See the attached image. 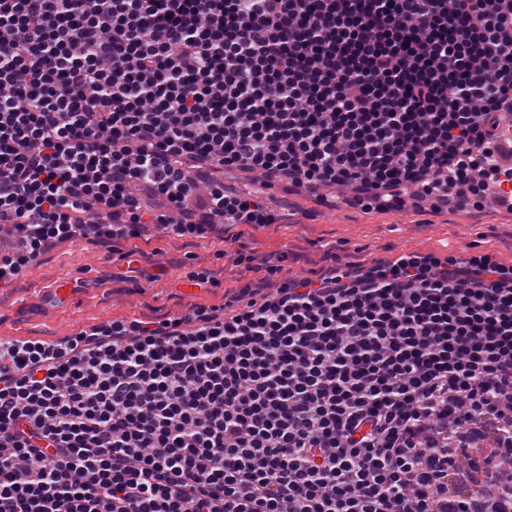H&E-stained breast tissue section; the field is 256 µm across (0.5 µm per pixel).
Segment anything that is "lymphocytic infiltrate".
<instances>
[{"label": "lymphocytic infiltrate", "instance_id": "obj_1", "mask_svg": "<svg viewBox=\"0 0 512 512\" xmlns=\"http://www.w3.org/2000/svg\"><path fill=\"white\" fill-rule=\"evenodd\" d=\"M511 106L512 0H0V283L91 213L277 223L227 169L479 206ZM330 259L0 343V512H512V265Z\"/></svg>", "mask_w": 512, "mask_h": 512}]
</instances>
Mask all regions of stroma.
Returning a JSON list of instances; mask_svg holds the SVG:
<instances>
[{"mask_svg": "<svg viewBox=\"0 0 512 512\" xmlns=\"http://www.w3.org/2000/svg\"><path fill=\"white\" fill-rule=\"evenodd\" d=\"M263 197L278 212V223L230 226L205 239L178 238L148 225L140 238L116 246L88 237L53 244L16 281L0 288V337L52 339L101 322L223 306L225 292L250 278L225 256L228 235L263 257L287 254L288 268L298 277L320 269L324 251L332 246L363 264L417 252L441 257L488 253L512 265V214L498 210L367 212L332 190L321 200L299 189L267 191ZM128 250L133 256L126 261L121 254ZM130 266L143 269L144 277L126 279ZM203 270L214 279L205 289L191 281ZM57 284L66 285V300L45 306L40 299L44 288Z\"/></svg>", "mask_w": 512, "mask_h": 512, "instance_id": "1", "label": "stroma"}]
</instances>
